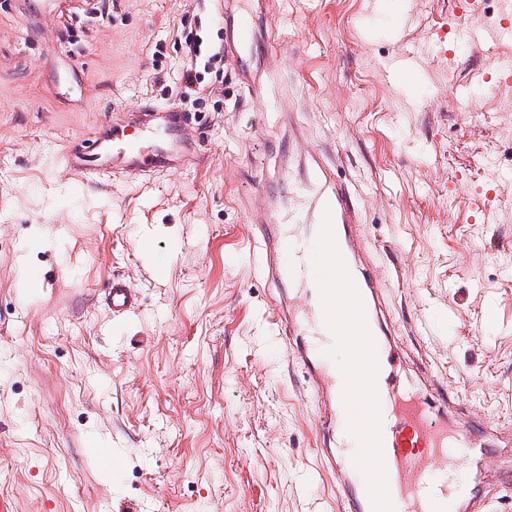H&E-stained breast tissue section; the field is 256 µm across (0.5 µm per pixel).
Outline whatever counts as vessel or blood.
I'll list each match as a JSON object with an SVG mask.
<instances>
[{
  "instance_id": "b4317fda",
  "label": "vessel or blood",
  "mask_w": 512,
  "mask_h": 512,
  "mask_svg": "<svg viewBox=\"0 0 512 512\" xmlns=\"http://www.w3.org/2000/svg\"><path fill=\"white\" fill-rule=\"evenodd\" d=\"M228 21L224 50L238 67L243 89L252 100H263L264 79L246 63L258 24L242 12ZM186 124V114L173 107L141 106L129 110L124 123L102 122L80 149L67 150L60 160L79 187L107 172L115 178L149 179L183 163L179 146L187 141ZM107 152L112 155L108 171L101 165ZM306 169L312 175L309 202L283 209L270 203L262 211L260 258L267 279L277 284L302 286L309 275L323 277L322 297L307 318L293 316L284 300L270 310L278 334L297 345L293 362L317 382V363L331 357L332 342L340 338L351 347L339 388L317 394L325 433L340 423L360 427L346 457L325 456L328 467L339 468L350 479L346 512H483L482 500L457 499L447 480L433 476L449 449L466 452L471 447L467 427L449 429L430 410L431 402L447 404V392H437L431 401L404 397L389 372L399 352L381 341L387 331L383 298L377 279L359 258V221L349 189L319 153H309ZM274 224L291 225L292 231L272 234ZM105 293L114 316L135 313L137 290L127 280L112 279Z\"/></svg>"
}]
</instances>
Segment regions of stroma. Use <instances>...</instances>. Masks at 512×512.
I'll list each match as a JSON object with an SVG mask.
<instances>
[{
    "label": "stroma",
    "instance_id": "stroma-1",
    "mask_svg": "<svg viewBox=\"0 0 512 512\" xmlns=\"http://www.w3.org/2000/svg\"><path fill=\"white\" fill-rule=\"evenodd\" d=\"M219 9L70 0L26 43L0 0V512H339L316 450L343 435L266 319L252 221L262 175L312 151L354 193L394 375L474 427L449 479L512 512V101L481 79L512 35L471 26L447 58L458 0H273L266 102L229 66L181 101L182 36L223 46ZM144 96L191 115L206 164L73 193L61 150ZM106 300L112 314L129 318L138 308L137 290L123 278H113L105 288Z\"/></svg>",
    "mask_w": 512,
    "mask_h": 512
}]
</instances>
